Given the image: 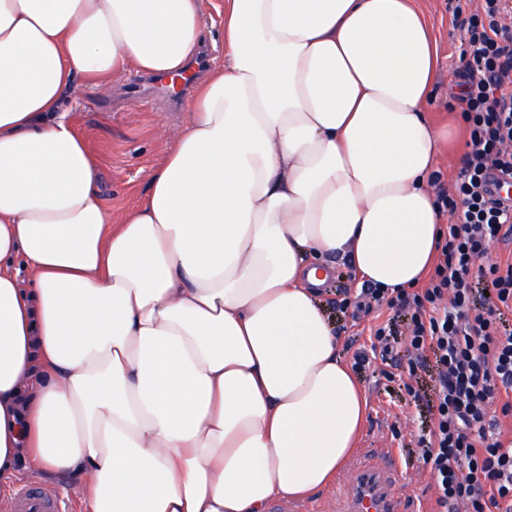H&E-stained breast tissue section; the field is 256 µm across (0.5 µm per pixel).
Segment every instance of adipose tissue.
<instances>
[{"instance_id": "obj_1", "label": "adipose tissue", "mask_w": 512, "mask_h": 512, "mask_svg": "<svg viewBox=\"0 0 512 512\" xmlns=\"http://www.w3.org/2000/svg\"><path fill=\"white\" fill-rule=\"evenodd\" d=\"M147 194L112 213L78 86L185 70L202 0H0V475L80 481L88 512H268L329 484L367 397L318 298L344 256L413 288L448 134L417 0H219ZM205 13V33L203 42L208 43L214 51V59L209 69L223 66L224 64V40L222 29V18L213 8V3L217 0H203ZM202 42V43H203ZM208 69V70H209ZM211 69V70H212Z\"/></svg>"}]
</instances>
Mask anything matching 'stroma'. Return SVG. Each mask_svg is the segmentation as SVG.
Wrapping results in <instances>:
<instances>
[{
	"mask_svg": "<svg viewBox=\"0 0 512 512\" xmlns=\"http://www.w3.org/2000/svg\"><path fill=\"white\" fill-rule=\"evenodd\" d=\"M438 53L439 78L429 117L447 123L458 90L459 56L462 36L452 23L451 0H420ZM122 83L104 87H79L71 103L72 117L83 132L101 164L102 201L120 212L135 205L146 193L152 172L162 158L164 133L174 131L186 118L185 112L171 111L162 101L125 99ZM380 360L356 370L369 400L368 417L359 447L386 444L396 448L408 470L396 485L407 498H422L426 512L434 508L428 471L416 459V440L428 432L432 416L428 399L435 385V373L426 366L416 370L410 383L417 393L409 395L398 382L386 379ZM27 485L48 487L62 493L70 512H85L76 485L68 476H35L27 462L21 461L9 478L0 479V497Z\"/></svg>",
	"mask_w": 512,
	"mask_h": 512,
	"instance_id": "35a3bbf8",
	"label": "stroma"
}]
</instances>
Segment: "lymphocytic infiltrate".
Wrapping results in <instances>:
<instances>
[{
    "label": "lymphocytic infiltrate",
    "mask_w": 512,
    "mask_h": 512,
    "mask_svg": "<svg viewBox=\"0 0 512 512\" xmlns=\"http://www.w3.org/2000/svg\"><path fill=\"white\" fill-rule=\"evenodd\" d=\"M456 0L468 150L451 193L439 194L449 212L439 256L423 291L370 285L339 305L354 313L404 312L403 329L377 327L373 350L391 366L432 363L436 388L433 425L418 439V460L430 474L437 512H512V439L489 415L500 402L512 414V252L490 265V244L512 240V0ZM487 280L485 307L472 301L474 278Z\"/></svg>",
    "instance_id": "obj_1"
}]
</instances>
